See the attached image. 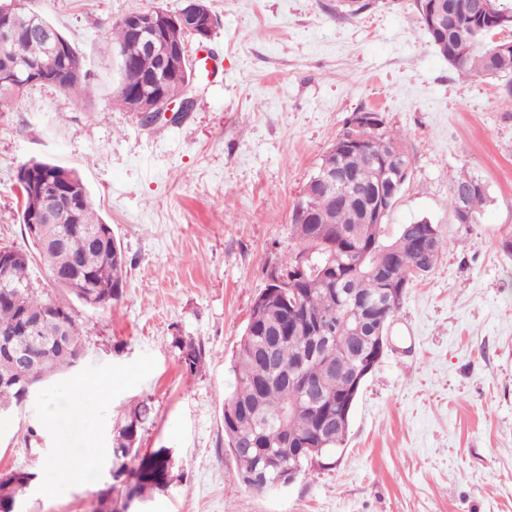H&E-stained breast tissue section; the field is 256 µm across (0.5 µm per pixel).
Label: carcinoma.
Here are the masks:
<instances>
[{
  "label": "carcinoma",
  "instance_id": "obj_1",
  "mask_svg": "<svg viewBox=\"0 0 512 512\" xmlns=\"http://www.w3.org/2000/svg\"><path fill=\"white\" fill-rule=\"evenodd\" d=\"M23 19L13 25L8 39L0 36V69L11 62L37 66L47 56V44L30 27L36 11L27 0H20ZM446 23L439 30H428L431 43L460 74L500 76L512 72V49L496 51L477 44L459 60L456 46L469 34L475 0H440ZM112 40L121 55L122 80L116 100L127 108L130 96L147 83L160 66L159 58L122 22L112 27ZM56 89L76 96L87 90L86 70L74 74L58 73ZM27 91L0 85V112ZM374 129L366 144L342 154L336 164L348 179L336 186V203H326L315 185L304 189L300 201L313 213L314 223L293 214L292 224L298 249L277 264L288 278L284 293L274 295L262 306L254 305L246 324L250 334L241 335L232 370L236 385L224 399V442L237 464V473L261 472L273 478L280 470L282 442L290 438L293 448H318L323 442L341 448L349 425L328 428L326 420L342 411L350 378L362 362L376 354L375 321H366L357 336L349 335L351 322L336 297L366 299L375 314L386 312L382 278L369 273L377 265L386 272L406 276V284L430 272L425 266L421 235L425 219L403 224L396 236L388 238L384 225L368 223L373 195L394 191L390 183L380 182L377 171L382 162L393 159L411 169L412 158L403 149L402 137L390 131L384 117L373 113ZM58 175L66 183H76L85 191L83 206L73 215L58 213L53 223L66 230V244L60 248L51 240L41 246L40 259L48 277L62 291L56 298L34 286L29 267L18 262L13 270H0V279L23 282L19 292L0 291V409H15L26 402L27 387L43 383L58 373L73 368L84 355L82 336L68 298L95 309L118 304L124 295L127 259L120 242L105 227L94 209L90 190L74 170L32 158L22 164L17 181L22 195L21 215L35 208L41 177ZM470 188L465 208L468 223H475L478 208L488 199L485 182L460 171L450 179L449 206L458 220L459 191ZM307 257L298 266L299 257ZM85 271L84 281L76 285L70 278L75 266ZM39 313L43 331L41 342H26L24 328L30 312ZM179 359L193 371L201 365L202 349L192 342L175 341ZM148 409L137 407L117 425L111 452L112 477L96 491V512H116L114 495H134L143 500L164 491L175 480L174 464L167 448L140 453L139 431ZM36 474L28 469L11 471L0 479V512H12V504L24 501Z\"/></svg>",
  "mask_w": 512,
  "mask_h": 512
}]
</instances>
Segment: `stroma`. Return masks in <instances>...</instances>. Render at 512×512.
<instances>
[{
  "label": "stroma",
  "mask_w": 512,
  "mask_h": 512,
  "mask_svg": "<svg viewBox=\"0 0 512 512\" xmlns=\"http://www.w3.org/2000/svg\"><path fill=\"white\" fill-rule=\"evenodd\" d=\"M71 41L87 95L27 90L0 114V246L27 249L17 171L42 159L79 172L97 215L126 254L124 297L78 304L85 353L72 371L0 418V473L37 472L27 512H92L106 468L73 485L49 462L108 448L135 406L151 413L142 449L169 448L180 475L143 512H512V96L503 80L462 76L435 49L415 0H376L356 16L336 0H208L206 45L191 112L142 125L116 101L112 26L183 0H31ZM382 113L412 158L388 235L424 218L445 241L411 283L391 346L354 405L334 465L255 493L237 482L224 444L233 354L265 270L296 248L292 211L348 118ZM482 179L487 203L454 223L450 178ZM200 345L186 369L176 339ZM110 381L93 428L67 418L68 383ZM61 413L48 422L46 402Z\"/></svg>",
  "instance_id": "obj_1"
}]
</instances>
